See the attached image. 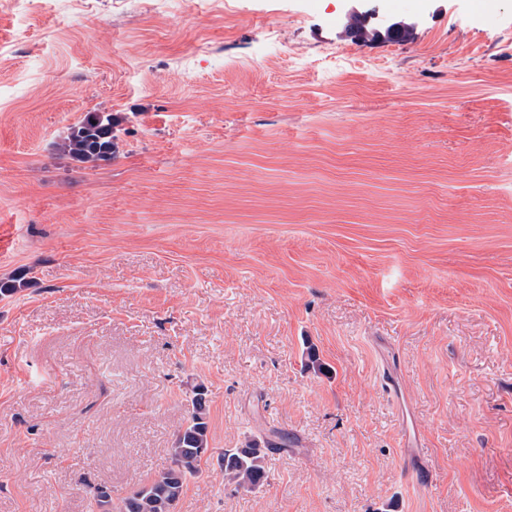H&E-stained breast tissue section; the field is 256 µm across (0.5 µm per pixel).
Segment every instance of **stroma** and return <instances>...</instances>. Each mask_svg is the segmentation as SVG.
Returning <instances> with one entry per match:
<instances>
[{
    "instance_id": "obj_1",
    "label": "stroma",
    "mask_w": 512,
    "mask_h": 512,
    "mask_svg": "<svg viewBox=\"0 0 512 512\" xmlns=\"http://www.w3.org/2000/svg\"><path fill=\"white\" fill-rule=\"evenodd\" d=\"M3 283L0 512H512V0H0ZM112 132V114L92 113L71 128L64 148L81 162L109 161L115 151ZM190 405L189 416L170 448L172 466L130 490L116 506H113L110 488H96L93 499L97 507L103 512H172L188 481L200 473L209 444L203 393H196ZM286 439L274 442L269 439H248L244 448L225 449L224 459L218 458L220 467H224V477L231 483L247 488L263 486L267 480L265 461L269 452L283 448Z\"/></svg>"
}]
</instances>
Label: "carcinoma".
<instances>
[{"label": "carcinoma", "instance_id": "1", "mask_svg": "<svg viewBox=\"0 0 512 512\" xmlns=\"http://www.w3.org/2000/svg\"><path fill=\"white\" fill-rule=\"evenodd\" d=\"M65 150L81 162L109 161L115 151L112 114L97 112L86 116L71 128ZM207 406L203 394L191 399L185 424L178 430L170 454L172 466L130 490L118 504L112 503V490L98 487L93 494L103 512H172L188 481L198 476L208 448ZM286 445V441L248 439L242 448L224 450L218 459L224 477L231 483L256 488L267 481L265 461L269 452Z\"/></svg>", "mask_w": 512, "mask_h": 512}]
</instances>
